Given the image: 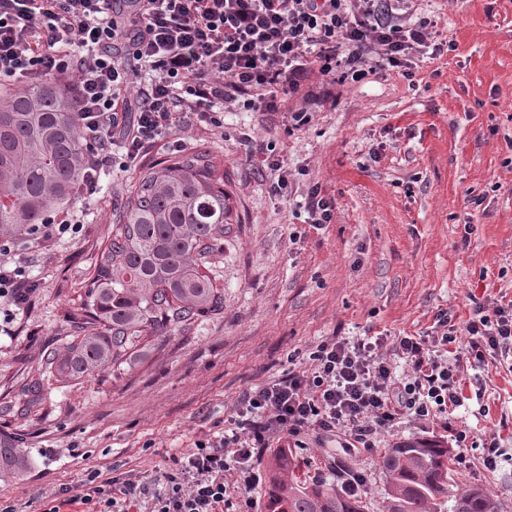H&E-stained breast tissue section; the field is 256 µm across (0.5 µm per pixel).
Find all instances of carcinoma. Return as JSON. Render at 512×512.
Listing matches in <instances>:
<instances>
[{
    "label": "carcinoma",
    "instance_id": "obj_1",
    "mask_svg": "<svg viewBox=\"0 0 512 512\" xmlns=\"http://www.w3.org/2000/svg\"><path fill=\"white\" fill-rule=\"evenodd\" d=\"M86 145L71 97L54 79L20 86L0 100V241L48 224L73 195ZM224 188L205 155L185 153L147 168L132 186L112 238L99 256L79 334L45 354L55 381L68 385L119 368L145 336L184 328L224 306L209 257L224 239ZM447 448L408 439L379 461L383 512H505L493 493L474 486L451 493ZM27 468L19 440H0V472ZM265 512H365L362 497L334 484L307 485L288 449L268 461Z\"/></svg>",
    "mask_w": 512,
    "mask_h": 512
}]
</instances>
